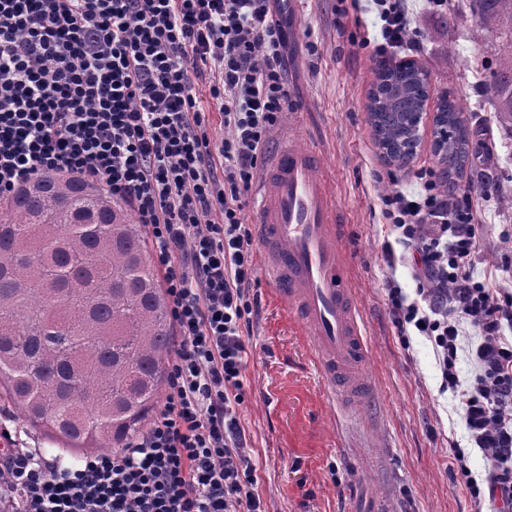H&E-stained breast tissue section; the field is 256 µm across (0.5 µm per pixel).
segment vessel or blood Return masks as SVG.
<instances>
[{
  "label": "vessel or blood",
  "instance_id": "vessel-or-blood-1",
  "mask_svg": "<svg viewBox=\"0 0 512 512\" xmlns=\"http://www.w3.org/2000/svg\"><path fill=\"white\" fill-rule=\"evenodd\" d=\"M338 221L319 154L298 137L279 141L256 193L264 273L309 330L313 360L332 398L342 394L349 363L367 353L356 304L343 286Z\"/></svg>",
  "mask_w": 512,
  "mask_h": 512
}]
</instances>
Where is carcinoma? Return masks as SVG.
<instances>
[{
  "label": "carcinoma",
  "instance_id": "1",
  "mask_svg": "<svg viewBox=\"0 0 512 512\" xmlns=\"http://www.w3.org/2000/svg\"><path fill=\"white\" fill-rule=\"evenodd\" d=\"M473 39L505 51L481 88L512 137V0H467ZM372 134L385 157L421 141L429 75L374 62ZM434 155L458 179L473 166L466 106L437 107ZM173 326L140 225L96 183L37 175L0 201V402L71 455L124 447L161 401Z\"/></svg>",
  "mask_w": 512,
  "mask_h": 512
}]
</instances>
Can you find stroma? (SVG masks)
Returning a JSON list of instances; mask_svg holds the SVG:
<instances>
[{
	"mask_svg": "<svg viewBox=\"0 0 512 512\" xmlns=\"http://www.w3.org/2000/svg\"><path fill=\"white\" fill-rule=\"evenodd\" d=\"M407 7L425 45L416 61L429 74L431 98L455 94L469 107L470 130L494 137L492 170L500 192L480 208L482 244L474 274L512 290V276L502 271L512 257V139L479 93L494 54L473 41L465 0H448L442 11L433 10L430 0H408ZM282 18L289 33V86L299 106L279 128L301 134L317 149L341 210L342 260L369 346L361 372L371 394L357 402L328 399L308 337L271 282L258 275L261 312L240 407L258 465V491L268 512H473L452 470L454 449L464 448L475 478L484 477L488 464L468 445L458 399L440 390L431 344L402 336L387 305L389 280L408 293L414 284L404 262L391 267L384 259L394 237L381 199L418 191L416 170L436 164L432 129L423 125L415 160L398 171L373 141L367 105L374 64L369 51L352 44L362 36L380 37L371 0H295ZM390 171L397 182L387 179Z\"/></svg>",
	"mask_w": 512,
	"mask_h": 512,
	"instance_id": "stroma-1",
	"label": "stroma"
}]
</instances>
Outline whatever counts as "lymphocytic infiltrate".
I'll return each instance as SVG.
<instances>
[{"label": "lymphocytic infiltrate", "mask_w": 512, "mask_h": 512, "mask_svg": "<svg viewBox=\"0 0 512 512\" xmlns=\"http://www.w3.org/2000/svg\"><path fill=\"white\" fill-rule=\"evenodd\" d=\"M385 59L420 46L407 0H374ZM280 0H0V199L27 179L67 171L132 210L164 273L175 326L165 397L125 448L76 460L46 456L0 430V512H267L242 425L243 377L260 307L256 251L243 212L270 136L297 106L288 86ZM224 117L213 142L196 86ZM394 192L382 214L410 259L414 294L388 282L399 331L432 345L441 391L463 410L488 463L484 482L454 465L475 507L512 512V293L473 273L475 198L497 185ZM478 333L456 370L462 327Z\"/></svg>", "instance_id": "obj_1"}]
</instances>
